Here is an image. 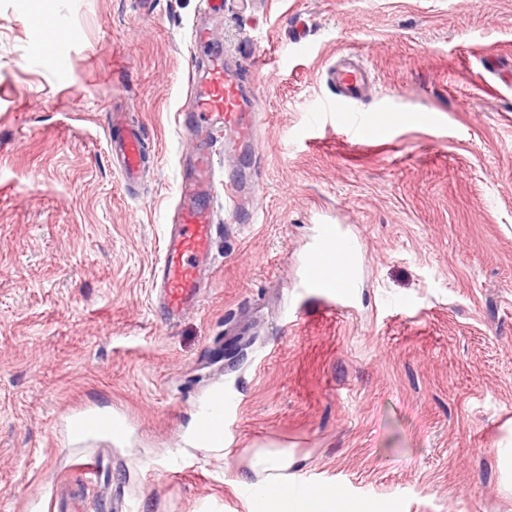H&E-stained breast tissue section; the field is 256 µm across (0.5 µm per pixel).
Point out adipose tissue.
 Instances as JSON below:
<instances>
[{
  "label": "adipose tissue",
  "instance_id": "ef3b65f1",
  "mask_svg": "<svg viewBox=\"0 0 512 512\" xmlns=\"http://www.w3.org/2000/svg\"><path fill=\"white\" fill-rule=\"evenodd\" d=\"M288 466V458L283 454H255L251 467L259 479L248 484L247 489L262 512H356L353 503L337 488L289 485L284 475Z\"/></svg>",
  "mask_w": 512,
  "mask_h": 512
}]
</instances>
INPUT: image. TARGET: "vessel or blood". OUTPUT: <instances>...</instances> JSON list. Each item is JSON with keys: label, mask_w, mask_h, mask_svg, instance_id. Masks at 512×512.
<instances>
[{"label": "vessel or blood", "mask_w": 512, "mask_h": 512, "mask_svg": "<svg viewBox=\"0 0 512 512\" xmlns=\"http://www.w3.org/2000/svg\"><path fill=\"white\" fill-rule=\"evenodd\" d=\"M202 68L201 80L195 83L192 96L200 136L182 174L180 200L172 213L162 255L152 275L153 303L172 321L200 303L217 231L208 199L221 195L235 203L241 195L239 184L222 178L218 168V153L225 143V135L230 132L236 140L250 141L257 126L256 114L241 104L244 81L240 74L226 71L223 53L208 52ZM368 77L364 65L351 63L333 69L329 75L339 96L345 99L358 98ZM112 151L122 177L133 178L143 158L140 133L130 130L114 138ZM322 234L327 246L311 253L303 280L307 286L321 289L324 296L330 298L329 309L334 312L348 306L347 283L352 274L348 257L355 253L356 243L331 224L324 226Z\"/></svg>", "instance_id": "b4317fda"}]
</instances>
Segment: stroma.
Instances as JSON below:
<instances>
[{"label": "stroma", "instance_id": "stroma-1", "mask_svg": "<svg viewBox=\"0 0 512 512\" xmlns=\"http://www.w3.org/2000/svg\"><path fill=\"white\" fill-rule=\"evenodd\" d=\"M0 0V512H66L74 455L98 512H255L261 450L293 484L397 512H512V0ZM207 22L244 71L255 139L222 174L200 306L165 322L152 269L196 131L181 121ZM71 33L68 76L39 30ZM303 43H296L297 30ZM371 72L350 136L328 70ZM127 113L150 147L126 188L108 141ZM358 245V286L327 313L302 275L324 225ZM224 446L188 442L216 392ZM108 414L82 442L67 422Z\"/></svg>", "mask_w": 512, "mask_h": 512}]
</instances>
